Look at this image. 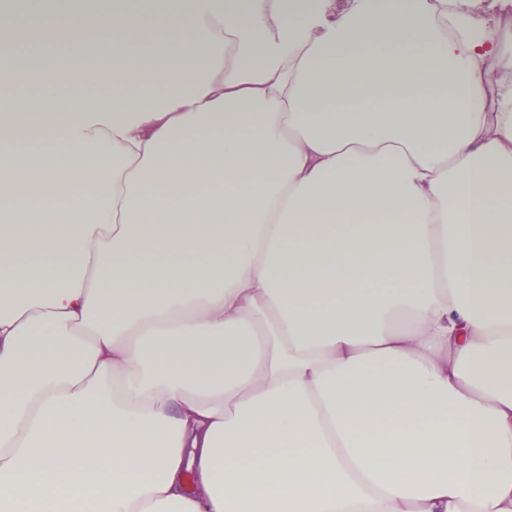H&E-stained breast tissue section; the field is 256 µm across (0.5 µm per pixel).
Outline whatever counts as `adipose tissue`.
<instances>
[{
    "instance_id": "ef3b65f1",
    "label": "adipose tissue",
    "mask_w": 512,
    "mask_h": 512,
    "mask_svg": "<svg viewBox=\"0 0 512 512\" xmlns=\"http://www.w3.org/2000/svg\"><path fill=\"white\" fill-rule=\"evenodd\" d=\"M0 512H512V28L448 0H0ZM58 36L68 64L27 53Z\"/></svg>"
}]
</instances>
